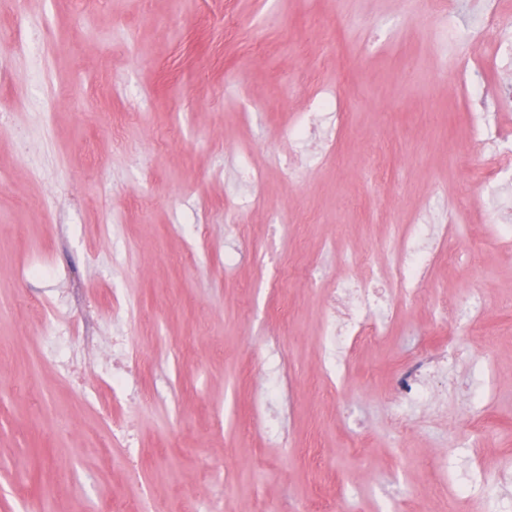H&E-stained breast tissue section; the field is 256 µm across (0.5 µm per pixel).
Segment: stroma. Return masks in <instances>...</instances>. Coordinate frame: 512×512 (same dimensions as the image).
I'll list each match as a JSON object with an SVG mask.
<instances>
[{"instance_id": "obj_1", "label": "stroma", "mask_w": 512, "mask_h": 512, "mask_svg": "<svg viewBox=\"0 0 512 512\" xmlns=\"http://www.w3.org/2000/svg\"><path fill=\"white\" fill-rule=\"evenodd\" d=\"M407 0H0V512H485L444 463L496 469L512 456V246L475 180L486 156L455 90L472 52ZM41 21L45 77L14 43ZM344 112L283 168L288 124L319 95ZM385 148L379 181L369 156ZM262 204L227 222L241 163ZM461 223L387 336L324 376L327 285L362 244L383 266L395 232L425 214ZM286 218L274 225V213ZM55 277H22L31 264ZM479 289L474 333L442 308ZM123 302L120 323L107 312ZM61 306L70 357L101 365L117 327L140 347L147 403L136 426L146 463L130 477L83 392L49 356L43 306ZM281 359L263 430V366ZM449 351L468 381L484 363L496 391L469 413L458 389L392 427L398 374ZM479 426L478 444L465 432Z\"/></svg>"}]
</instances>
